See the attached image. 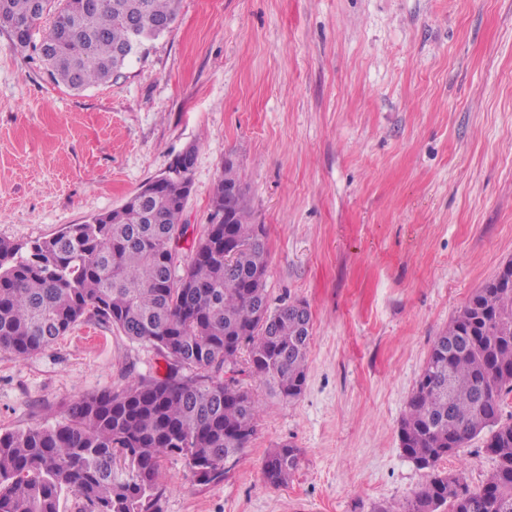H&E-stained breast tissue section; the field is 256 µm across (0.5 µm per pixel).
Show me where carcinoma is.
Here are the masks:
<instances>
[{
  "label": "carcinoma",
  "mask_w": 512,
  "mask_h": 512,
  "mask_svg": "<svg viewBox=\"0 0 512 512\" xmlns=\"http://www.w3.org/2000/svg\"><path fill=\"white\" fill-rule=\"evenodd\" d=\"M179 0H0V29L24 47L44 18L40 57L73 90L118 75L146 41L172 28ZM192 166L177 156L168 176L145 184L119 211L68 224L29 246L0 240V350L27 358L91 311L163 355L170 371L120 392L70 404L54 426L0 432V512H60L61 496L84 512H161L162 459H186L200 485L224 479L256 432L261 402L224 366L248 348V368L269 393L300 398L307 380L311 315L306 303L270 307L265 228L251 222L229 171L211 199L190 255L169 248ZM190 374H182V370ZM512 282L478 289L433 342L399 424L405 455L429 479L402 512H512ZM479 438L496 462L472 489L438 470ZM300 449L270 452L263 477L278 488Z\"/></svg>",
  "instance_id": "1"
}]
</instances>
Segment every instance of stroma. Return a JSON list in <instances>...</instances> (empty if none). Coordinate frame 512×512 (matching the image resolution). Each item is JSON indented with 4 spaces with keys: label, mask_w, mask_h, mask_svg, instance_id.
<instances>
[{
    "label": "stroma",
    "mask_w": 512,
    "mask_h": 512,
    "mask_svg": "<svg viewBox=\"0 0 512 512\" xmlns=\"http://www.w3.org/2000/svg\"><path fill=\"white\" fill-rule=\"evenodd\" d=\"M194 148L188 255L233 159L264 225L271 305L307 303V382L261 400L223 481L161 463L163 512H379L426 482L398 428L432 344L512 260V0H180L110 83H56L0 30V240L31 243L121 206ZM150 344L85 314L38 353L0 351V432L62 421L102 389L167 375ZM302 451L288 484L262 464ZM442 470L479 487L469 442ZM300 455V449L291 444H284L270 452L262 467L266 484L274 488L286 485L299 466Z\"/></svg>",
    "instance_id": "1"
}]
</instances>
